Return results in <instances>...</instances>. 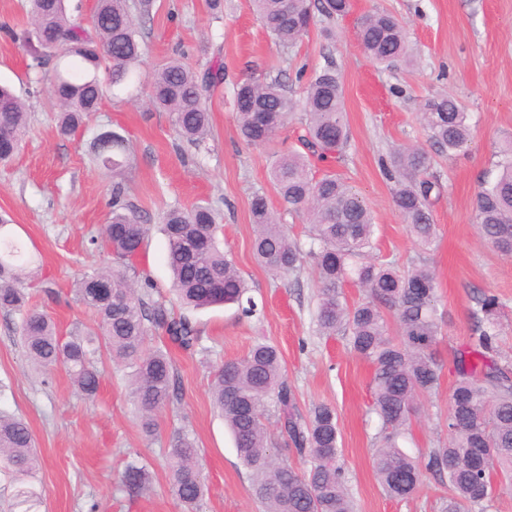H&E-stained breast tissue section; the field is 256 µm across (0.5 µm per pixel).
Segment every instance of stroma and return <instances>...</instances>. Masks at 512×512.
<instances>
[{"label": "stroma", "mask_w": 512, "mask_h": 512, "mask_svg": "<svg viewBox=\"0 0 512 512\" xmlns=\"http://www.w3.org/2000/svg\"><path fill=\"white\" fill-rule=\"evenodd\" d=\"M207 3L155 0L150 18L138 28L139 82L114 89L88 127L63 138L56 132L50 87L30 71L31 57L19 38L30 22L25 0H0V82L14 87L28 112L20 153L0 165V212L12 217L9 233L37 260L35 274L25 282L31 305L64 336L93 324V313L76 303L74 288L80 272L111 260L93 239L109 221L112 175L92 161L94 138L111 130L131 145L123 179L148 224L132 264L153 283V298H168L171 286L163 212L173 205L208 203L220 214L225 251L250 296L264 306L263 316L250 319L233 305L188 310L200 343L191 354L172 349L179 399L160 413L158 431L149 438L120 368L105 369L95 397L85 398L64 368L48 376L34 370L14 316L0 311V411L22 417L37 441L39 512H183L171 492L169 451L176 428L185 429L200 449L205 484L200 512H262L210 391L218 365L242 358L259 340L278 346L301 409L322 402L335 407L338 451L355 512H437L445 489L432 474H424L409 499L395 500L382 491L373 468L381 422L370 410L372 369L343 336L316 333L317 280L311 266L296 277H275L254 259L255 193L266 195L282 222L291 225L293 238L307 239L308 224L289 215L269 179L272 160L298 148L304 115L296 113L268 145L247 146L237 131L233 91L243 80L281 74L289 95L297 98L303 91L295 78L298 69L310 73L331 62L341 76L350 142L336 171L372 212L373 253L403 268L429 265L437 276L444 370L438 392L423 400L420 418L399 441L415 457L448 438L453 360L468 343L477 295L499 298L500 349L512 365V256L483 243L473 212L480 179L493 172L497 147L512 138V0H353L347 16L316 15L308 34L288 49L262 28L250 0H224L217 18ZM376 8L402 23L412 62L386 69L359 47L356 22ZM178 51L194 68L224 67V84L210 99L211 136L202 150L177 138L168 113L144 104L150 74ZM442 94L462 104L472 129L467 147L452 156L433 145L420 122L421 102ZM404 144L428 150L443 185L433 207L438 238L428 254L415 246L383 170L391 151ZM134 456L153 481L148 491L132 497L119 479Z\"/></svg>", "instance_id": "1"}]
</instances>
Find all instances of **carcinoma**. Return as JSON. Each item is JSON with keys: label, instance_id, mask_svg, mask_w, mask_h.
<instances>
[{"label": "carcinoma", "instance_id": "carcinoma-1", "mask_svg": "<svg viewBox=\"0 0 512 512\" xmlns=\"http://www.w3.org/2000/svg\"><path fill=\"white\" fill-rule=\"evenodd\" d=\"M267 33L292 46L306 35L315 13L347 15L351 0H252ZM31 29L30 69L50 70L57 111V134L74 135L99 111L113 88L135 77L142 57L137 25L150 18L154 0H95L87 22L68 15L65 0H27ZM360 47L376 63L392 66L409 58L401 22L384 10L357 20ZM224 84V67L195 70L179 58L156 68L150 77L148 107L171 116L177 136L199 148L210 135L208 98ZM305 114L298 141L304 151L276 156L269 178L276 194L310 224L308 245L290 237L267 197L255 194L250 205L253 251L274 276L298 273L308 262L318 282L315 322L322 336L342 335L348 346L373 369V411L381 421L374 469L385 494L406 499L417 492L423 471L447 478L439 512H470L494 490V478L512 480V372L500 364L501 315L498 299L482 294L471 313L466 350L457 360L456 380L448 402V444L420 457L399 446L418 402L438 390L443 364L436 346L442 338L437 281L428 266L402 271L371 256L375 224L366 202L333 170L318 177L311 159L339 163L349 140L344 89L336 68L315 70L299 101L277 80H245L234 90V111L244 142L259 147L271 141L297 110ZM25 103L0 85V162L20 149L27 127ZM422 119L429 139L453 155L471 136L467 115L452 97L427 99ZM98 165L117 177L126 168L130 144L106 132L94 143ZM497 175L482 183L473 203L482 238L495 250L512 255V139L496 152ZM386 174L393 201L416 244L431 251L436 243L433 199L440 194L433 159L421 147H399L389 155ZM124 181L112 183V217L103 240L112 265L83 274L74 289L76 301L93 311L95 325L65 338L44 314L29 306L24 279L35 260L8 234H0V311L20 317L18 330L28 360L42 372L67 369L86 397L96 395L108 361L120 366L131 384L142 432L151 437L157 413L178 399L179 386L168 352L146 348L163 333L172 345L193 351L200 336L190 319L151 298L152 285L132 272L128 261L143 249L147 225L130 200ZM167 264L176 301L193 308L235 304L246 317L259 313L234 259L221 246L218 215L208 204L164 211ZM359 289L348 302L344 288ZM214 403L231 431L238 458L252 475V495L263 512H354L344 463L338 452L336 410L315 404L303 412L288 384L278 348L257 342L239 360L222 364L214 375ZM285 445L307 459L298 473L272 451L268 424ZM194 439L182 429L172 434L169 466L172 492L197 512L204 487ZM0 459L13 468L19 487L15 507L35 512L37 493L29 482L39 470L35 441L27 423L0 412ZM152 475L129 462L121 476L128 494L146 488Z\"/></svg>", "mask_w": 512, "mask_h": 512}]
</instances>
